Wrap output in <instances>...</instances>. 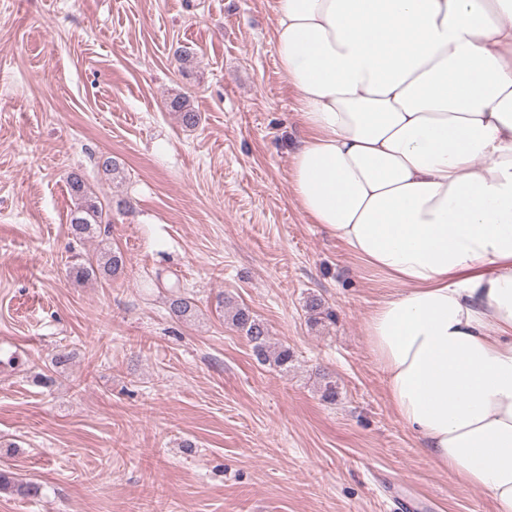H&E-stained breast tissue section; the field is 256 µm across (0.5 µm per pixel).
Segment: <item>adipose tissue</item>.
<instances>
[{"instance_id":"adipose-tissue-1","label":"adipose tissue","mask_w":512,"mask_h":512,"mask_svg":"<svg viewBox=\"0 0 512 512\" xmlns=\"http://www.w3.org/2000/svg\"><path fill=\"white\" fill-rule=\"evenodd\" d=\"M313 223L396 286L364 333L435 467L512 512V0H275Z\"/></svg>"}]
</instances>
